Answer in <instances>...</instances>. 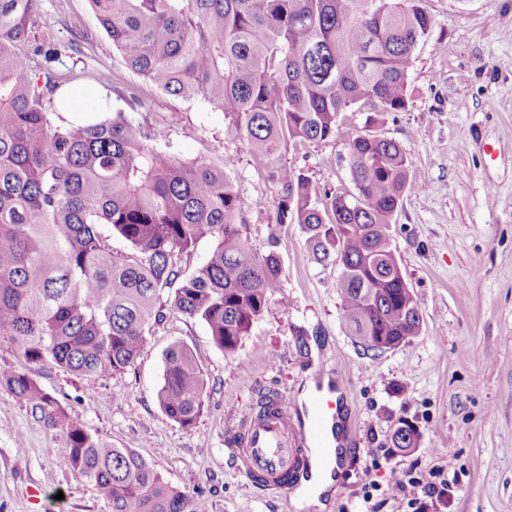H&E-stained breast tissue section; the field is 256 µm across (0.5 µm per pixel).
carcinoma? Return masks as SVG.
<instances>
[{
  "mask_svg": "<svg viewBox=\"0 0 512 512\" xmlns=\"http://www.w3.org/2000/svg\"><path fill=\"white\" fill-rule=\"evenodd\" d=\"M40 0H0V342L27 363L82 376L121 374L165 307L201 320L231 353L281 287L273 250L252 251L222 166L149 145L123 112L65 124L48 111L71 81L64 45L39 28ZM123 65L161 91L224 113L272 169L277 221L298 224L314 262L339 267L341 316L361 347L421 335L414 292L401 280L391 223L417 187L393 140L349 138L358 196H325L281 148L333 140L340 114L402 112L416 50L434 18L425 0H90ZM37 58L30 66L16 49ZM130 252H112V235ZM207 240L205 261L182 262ZM0 388L31 418L63 432L66 467L112 512H194L130 448L88 433L28 374L0 369ZM205 380L189 348L165 353L157 400L182 427L203 408ZM419 433L401 424L400 451Z\"/></svg>",
  "mask_w": 512,
  "mask_h": 512,
  "instance_id": "obj_1",
  "label": "carcinoma"
}]
</instances>
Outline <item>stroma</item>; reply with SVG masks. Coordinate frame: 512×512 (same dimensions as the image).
I'll list each match as a JSON object with an SVG mask.
<instances>
[{
  "label": "stroma",
  "mask_w": 512,
  "mask_h": 512,
  "mask_svg": "<svg viewBox=\"0 0 512 512\" xmlns=\"http://www.w3.org/2000/svg\"><path fill=\"white\" fill-rule=\"evenodd\" d=\"M435 24L411 73L403 112H346L343 136L284 150L319 195L353 191L347 135L396 141L424 186L407 191L391 226L405 279L421 307L420 336L373 358L340 315L339 270L313 262L300 225L281 224L274 186L245 137L198 100L161 92L126 69L89 0H41L43 30L76 50L60 70L107 78L112 111L126 114L157 148L188 161L228 164L253 250L276 251L281 288L236 352L224 353L200 320L167 311L146 334L134 365L90 378L25 363L0 344V367L28 373L89 433L131 448L195 512H302L296 495L253 487L227 449L225 407L252 410L260 391L302 397L319 369L339 374L349 393L350 465L322 512H397L395 473L449 466L444 502L419 512H512V0H426ZM142 103L134 106L131 95ZM304 328L299 354L294 328ZM191 349L206 383L196 423L183 427L157 400L164 354ZM419 432L417 448H393L399 422ZM62 432L33 421L0 388V512H112L93 485L61 461ZM40 489L32 498L31 489Z\"/></svg>",
  "instance_id": "1"
}]
</instances>
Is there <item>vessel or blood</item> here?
I'll return each mask as SVG.
<instances>
[{
	"label": "vessel or blood",
	"mask_w": 512,
	"mask_h": 512,
	"mask_svg": "<svg viewBox=\"0 0 512 512\" xmlns=\"http://www.w3.org/2000/svg\"><path fill=\"white\" fill-rule=\"evenodd\" d=\"M266 401L273 418L231 412L237 422L232 455L237 471L252 484L285 495L297 487L300 476L339 461L341 450L333 430L340 403L322 392L300 409L280 391L268 395Z\"/></svg>",
	"instance_id": "1"
}]
</instances>
